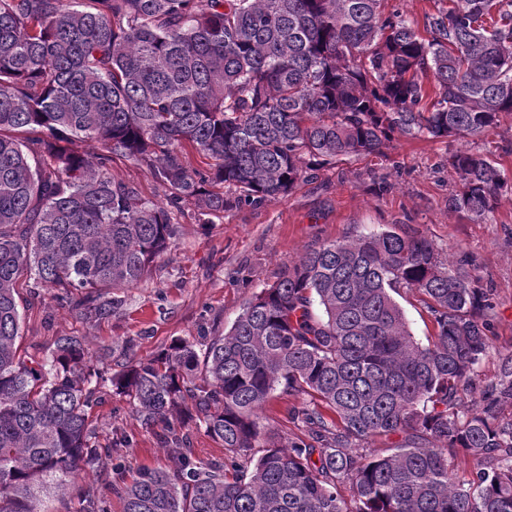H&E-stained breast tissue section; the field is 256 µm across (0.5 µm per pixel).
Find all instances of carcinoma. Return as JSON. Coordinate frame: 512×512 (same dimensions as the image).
Segmentation results:
<instances>
[{
	"instance_id": "cac0c4a2",
	"label": "carcinoma",
	"mask_w": 512,
	"mask_h": 512,
	"mask_svg": "<svg viewBox=\"0 0 512 512\" xmlns=\"http://www.w3.org/2000/svg\"><path fill=\"white\" fill-rule=\"evenodd\" d=\"M384 3L0 0V512H41L42 495L127 446L89 424L107 386L178 459L128 481L113 465L122 512H512V352L481 376L490 289L423 236L324 243L227 331L150 359L128 338L108 377L85 336L21 350L23 279L83 320L110 318L174 244V211L208 224L402 138L447 141L448 209L491 213L504 173L455 142L512 114V0H437L424 36ZM115 156L148 167L171 207L114 179ZM402 289L433 321L425 345ZM278 389L305 397L286 444L259 422ZM187 418L224 465L184 447ZM394 435L385 454L367 448ZM78 505L108 512L90 485Z\"/></svg>"
}]
</instances>
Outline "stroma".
<instances>
[{"label":"stroma","mask_w":512,"mask_h":512,"mask_svg":"<svg viewBox=\"0 0 512 512\" xmlns=\"http://www.w3.org/2000/svg\"><path fill=\"white\" fill-rule=\"evenodd\" d=\"M487 152L512 179V115L477 140L464 139ZM445 142L404 140L380 156H361L319 171L300 181L287 196L259 207L226 211L200 227L192 208L177 220L182 231L170 254L159 259L152 275L122 295L111 318L95 323L77 319L60 307L48 290L26 298L22 343L44 352L59 336L90 337L95 352L111 349L113 370L125 358L122 340L135 341L137 357H153L175 340H200L232 326L245 302L275 281L281 270L306 251L329 241L392 231L430 239L442 257L469 255L480 287L495 294L492 354L483 372L493 370L498 352L512 351V194L500 196L494 211L480 222L448 210V196L458 187L449 169ZM296 396L275 394L260 413L265 429L295 437L289 412L301 406ZM99 442L112 431L131 437L121 462L126 476L140 469H171L176 460L161 429L140 425L125 399L105 394L92 414ZM94 485L110 512H120L106 468L81 474L66 495L45 498V512H76L80 486Z\"/></svg>","instance_id":"stroma-1"}]
</instances>
